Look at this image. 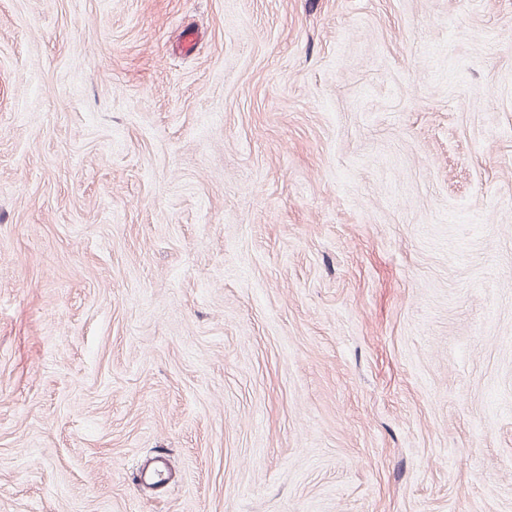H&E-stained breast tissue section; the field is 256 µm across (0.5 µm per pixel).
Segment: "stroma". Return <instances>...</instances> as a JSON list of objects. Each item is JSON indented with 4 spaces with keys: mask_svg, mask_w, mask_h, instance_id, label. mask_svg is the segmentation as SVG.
<instances>
[{
    "mask_svg": "<svg viewBox=\"0 0 512 512\" xmlns=\"http://www.w3.org/2000/svg\"><path fill=\"white\" fill-rule=\"evenodd\" d=\"M0 512H512V0H0Z\"/></svg>",
    "mask_w": 512,
    "mask_h": 512,
    "instance_id": "1",
    "label": "stroma"
}]
</instances>
